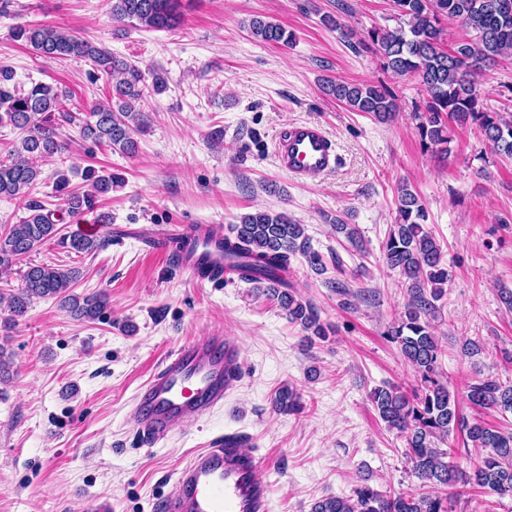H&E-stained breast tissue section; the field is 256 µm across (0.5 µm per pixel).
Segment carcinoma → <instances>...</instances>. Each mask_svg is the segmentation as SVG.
I'll use <instances>...</instances> for the list:
<instances>
[{"mask_svg": "<svg viewBox=\"0 0 512 512\" xmlns=\"http://www.w3.org/2000/svg\"><path fill=\"white\" fill-rule=\"evenodd\" d=\"M112 19L136 22L149 29H171L179 22L181 0H110ZM398 16L397 27L373 28L368 38L383 59L386 69L410 76L423 87L425 97L414 112L421 146L448 155L451 128L474 125L485 143L498 155L512 158V118L484 103L480 80L484 71L512 52V0H392ZM470 29L469 42L443 48L442 19ZM252 36L265 43L287 46L294 34L281 25L260 18L249 23ZM13 36L41 55L91 60L112 86L111 98L89 107L80 135L95 144L125 155L136 152L134 135L142 131L138 104L145 97L146 73L112 54L102 46L60 28L23 24ZM15 72L0 66V125L7 123L21 135L8 161H0V196L28 200V215L9 227L0 237V269L13 264L51 241L59 232L56 211L31 198L41 171L32 159L65 150L58 139V125L70 124L74 116L67 108V94L46 83L17 90ZM323 90L344 102L354 112H365L387 122L398 110L396 98L383 85L352 84L332 79ZM86 190H70L68 175L56 174L53 191L70 214L94 207L95 199L109 194L122 183L117 174L100 175L93 168L81 173ZM398 217L382 246L388 266L403 278L407 301L391 339L420 377L421 391L407 393L389 385L374 390L371 403L388 428L405 440V452L425 493L378 490L368 484L353 489L350 496H328L314 503L312 512H448V489L457 484L489 491L512 499V430L492 427L474 417L460 415L457 396L440 380L441 349L429 318L438 311L437 302L451 281L443 261L440 243L426 228L427 212L407 187L400 188ZM70 248L77 253L96 252L104 242L75 234ZM301 253L315 270H323L320 256L311 251L303 226L285 212L256 210L243 214L224 237V266L237 271L240 280L270 283L268 292L276 298L288 321L300 325L308 343L324 340L329 327L316 307L282 287V274L291 257ZM80 277L76 268L32 265L23 275V286L6 296L11 317L9 329L37 299L54 298L60 307L78 320H96L108 308L102 293L79 297L70 292ZM466 398L478 409L496 407L512 411V385L485 378L469 386ZM459 430L484 456L469 475L458 469L451 450L443 448L451 431Z\"/></svg>", "mask_w": 512, "mask_h": 512, "instance_id": "cac0c4a2", "label": "carcinoma"}]
</instances>
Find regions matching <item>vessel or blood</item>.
I'll return each mask as SVG.
<instances>
[{
  "label": "vessel or blood",
  "instance_id": "obj_1",
  "mask_svg": "<svg viewBox=\"0 0 512 512\" xmlns=\"http://www.w3.org/2000/svg\"><path fill=\"white\" fill-rule=\"evenodd\" d=\"M274 158L284 172L307 183L338 165L336 147L322 125L300 121L275 137ZM224 228L219 224L175 225L156 238V251L172 252L181 270L201 280L202 269L224 277ZM242 370L237 337L214 333L182 344L159 364L141 388L134 416L144 438H165L176 424L203 419L223 406ZM260 461L228 435L223 445L197 452L181 469L165 500V512H270L271 491L259 476Z\"/></svg>",
  "mask_w": 512,
  "mask_h": 512
}]
</instances>
